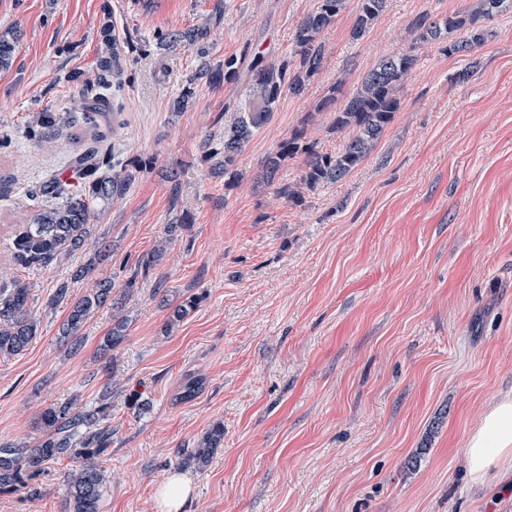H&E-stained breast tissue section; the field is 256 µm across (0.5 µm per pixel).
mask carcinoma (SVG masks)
<instances>
[{
    "label": "carcinoma",
    "mask_w": 512,
    "mask_h": 512,
    "mask_svg": "<svg viewBox=\"0 0 512 512\" xmlns=\"http://www.w3.org/2000/svg\"><path fill=\"white\" fill-rule=\"evenodd\" d=\"M347 2L319 0L317 8L307 14L295 30L293 58L277 66L255 57L244 69L241 60L234 56L214 69L202 66L199 77L207 78L209 83L222 79L227 84H234L243 76L248 80L247 99L224 125V139L220 145L204 144L206 157L216 159V172L235 177L238 157L254 133L267 123L283 91L299 95L320 73L325 54L321 35L346 9ZM387 2L357 0L350 31L353 41L360 42L367 36L386 11ZM510 9L512 0H479L477 8L466 12L439 19L425 14L413 25L415 44L434 42L449 56L467 52L484 40L483 23ZM206 35L205 27L171 30L162 35V40L168 48L176 49L186 43L194 44ZM17 41L16 33L10 30L0 33L1 69L11 64ZM121 52L119 43L105 41L102 47L103 92L90 100L81 90L71 101V124L80 127L81 134L91 135L93 143L72 159L71 166L81 179L78 188L51 173L32 192L34 210L19 220L23 228L10 243L11 260L22 271L48 269L59 258L81 250L90 225L97 219V204L120 199L127 190L131 174L110 164L98 146L106 132L115 130L120 124L119 112L111 106V99L123 86ZM416 63L417 55L413 50L379 60L361 77L350 96L336 106V130L348 132L342 150L334 155L320 153L294 135L280 142L265 158L266 181H273L285 163L302 152L308 154L302 183L311 190L323 183L340 180L359 167L374 150L395 113L400 111L404 82ZM56 123L55 113L41 112L35 124L27 127L26 135L45 142ZM111 259V248L102 244L94 262L80 267L77 275L86 276ZM30 291L29 284L17 276L0 284V357L21 353L37 336L38 321L28 308ZM200 300L199 296L182 300L173 309L170 324L183 320L198 307ZM111 302L112 283L102 278L96 281V288L70 304V313L61 328V336L68 342L70 351L80 348L78 333L91 314ZM112 322V331L103 342L105 350L116 348L126 337L127 320L116 314ZM111 393V386H103L98 406H84L71 399L45 409L40 416L43 434L32 444L0 443V493L24 490L32 499L40 497L39 478L45 465L67 458L73 462V467L65 480L66 512H100L106 483L101 458L112 444V430L100 423L108 415L107 400ZM223 440L224 427L217 424L206 434L201 447L186 455L185 460L199 468L205 467Z\"/></svg>",
    "instance_id": "1"
}]
</instances>
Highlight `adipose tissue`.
<instances>
[{
    "label": "adipose tissue",
    "instance_id": "ef3b65f1",
    "mask_svg": "<svg viewBox=\"0 0 512 512\" xmlns=\"http://www.w3.org/2000/svg\"><path fill=\"white\" fill-rule=\"evenodd\" d=\"M464 462L474 483H483L490 470L512 472V397L496 400L470 436Z\"/></svg>",
    "mask_w": 512,
    "mask_h": 512
}]
</instances>
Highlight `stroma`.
Wrapping results in <instances>:
<instances>
[{
	"label": "stroma",
	"mask_w": 512,
	"mask_h": 512,
	"mask_svg": "<svg viewBox=\"0 0 512 512\" xmlns=\"http://www.w3.org/2000/svg\"><path fill=\"white\" fill-rule=\"evenodd\" d=\"M476 3L389 0L358 43L347 6L322 35L320 74L282 93L228 185L203 141L222 139L218 117L240 107L246 84L194 76L229 56L291 57L318 0H0V32H21L0 69V272L32 189L46 172L72 174L64 133L38 144L25 130L76 95L68 74L97 83L108 38L125 47L127 83L123 125L101 148L136 173L91 227L112 246L96 275L123 299L126 339L101 351L108 306L88 319L77 353L60 339L70 307L51 296L61 280L72 299L89 292L74 273L90 247L25 273L40 331L0 357V442L34 441L44 409L97 405L108 383L100 512H158V486L181 470L193 480L184 512H512L496 475L477 485L463 464L490 404L512 396V13L488 21L468 53L419 49L400 111L348 176L303 188L301 154L260 181L267 154L295 133L323 153L343 147L334 110L315 109L334 85L351 92L408 48L418 17ZM198 26L209 29L204 46L161 43ZM288 185L300 200L281 196ZM179 218L184 229L168 237ZM155 250L157 265L138 273ZM190 295L198 308L171 324ZM218 423L224 444L208 465H182ZM70 468L48 464L38 500L0 494V512H65Z\"/></svg>",
	"instance_id": "35a3bbf8"
}]
</instances>
